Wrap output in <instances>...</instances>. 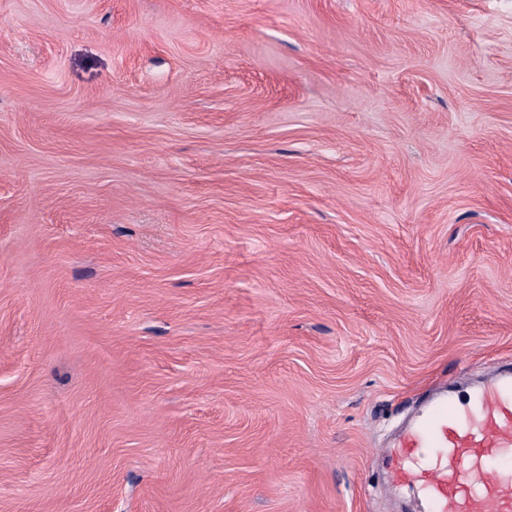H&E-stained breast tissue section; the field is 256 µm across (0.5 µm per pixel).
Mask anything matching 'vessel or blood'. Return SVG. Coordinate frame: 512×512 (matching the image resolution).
Here are the masks:
<instances>
[{
    "label": "vessel or blood",
    "mask_w": 512,
    "mask_h": 512,
    "mask_svg": "<svg viewBox=\"0 0 512 512\" xmlns=\"http://www.w3.org/2000/svg\"><path fill=\"white\" fill-rule=\"evenodd\" d=\"M382 454L420 512H512V376L491 375L472 400L434 402Z\"/></svg>",
    "instance_id": "1"
}]
</instances>
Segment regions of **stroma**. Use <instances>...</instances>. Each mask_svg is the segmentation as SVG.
<instances>
[{"label": "stroma", "mask_w": 512, "mask_h": 512, "mask_svg": "<svg viewBox=\"0 0 512 512\" xmlns=\"http://www.w3.org/2000/svg\"><path fill=\"white\" fill-rule=\"evenodd\" d=\"M505 367L512 0H0V512H414Z\"/></svg>", "instance_id": "35a3bbf8"}]
</instances>
